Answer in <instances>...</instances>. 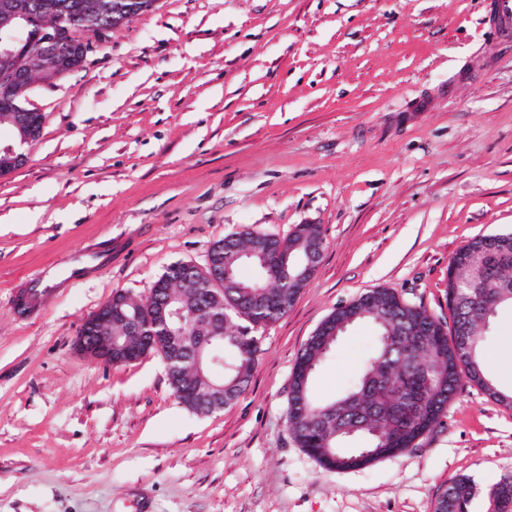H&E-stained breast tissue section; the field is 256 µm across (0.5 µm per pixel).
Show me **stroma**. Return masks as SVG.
Segmentation results:
<instances>
[{"label":"stroma","instance_id":"stroma-1","mask_svg":"<svg viewBox=\"0 0 512 512\" xmlns=\"http://www.w3.org/2000/svg\"><path fill=\"white\" fill-rule=\"evenodd\" d=\"M482 16L483 0H156L35 82L41 133L0 176V512H434L462 475L481 490L470 512H493L512 408L468 379L415 447L361 469L322 467L286 422L297 356L336 307L390 288L450 322L452 257L512 227V43ZM299 224L319 225L320 265L223 412L181 404L157 355L78 350L114 291L147 298L226 235ZM98 244L110 257L67 278ZM32 274L44 299L26 316L13 298ZM373 345L349 331L316 398ZM487 354L511 389V310Z\"/></svg>","mask_w":512,"mask_h":512}]
</instances>
